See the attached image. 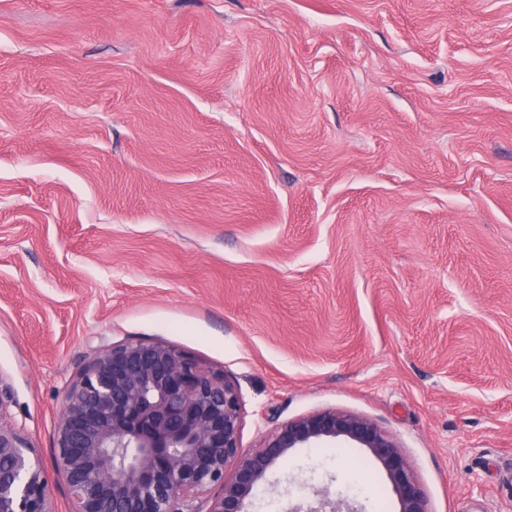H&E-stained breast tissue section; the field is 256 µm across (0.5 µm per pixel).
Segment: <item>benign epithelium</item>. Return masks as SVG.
I'll return each mask as SVG.
<instances>
[{
    "instance_id": "1",
    "label": "benign epithelium",
    "mask_w": 512,
    "mask_h": 512,
    "mask_svg": "<svg viewBox=\"0 0 512 512\" xmlns=\"http://www.w3.org/2000/svg\"><path fill=\"white\" fill-rule=\"evenodd\" d=\"M238 386L166 342L101 350L62 398L53 465L70 512H248L266 474L294 448L342 443L379 461L400 512H428L394 439L371 420L322 411L281 425L240 453ZM218 490L212 498L204 494ZM287 512H357L326 489ZM0 512H52L42 463L14 426L0 420Z\"/></svg>"
}]
</instances>
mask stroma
Instances as JSON below:
<instances>
[{
	"mask_svg": "<svg viewBox=\"0 0 512 512\" xmlns=\"http://www.w3.org/2000/svg\"><path fill=\"white\" fill-rule=\"evenodd\" d=\"M130 341L234 381L242 452L354 414L428 512H512V0H0V401L54 512ZM267 480L400 510L363 448Z\"/></svg>",
	"mask_w": 512,
	"mask_h": 512,
	"instance_id": "35a3bbf8",
	"label": "stroma"
}]
</instances>
